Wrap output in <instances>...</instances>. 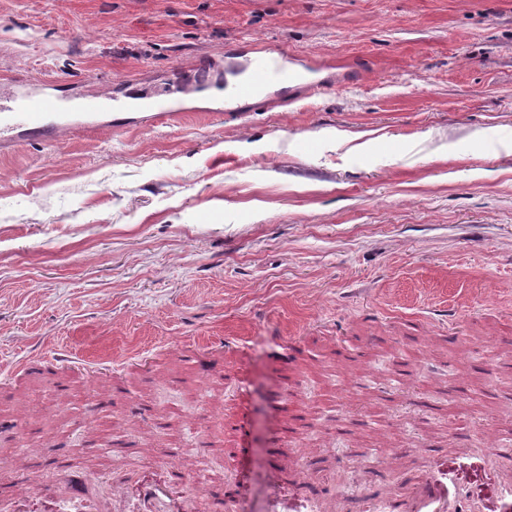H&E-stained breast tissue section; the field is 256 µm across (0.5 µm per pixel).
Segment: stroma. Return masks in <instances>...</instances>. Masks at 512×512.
I'll return each mask as SVG.
<instances>
[{
    "label": "stroma",
    "instance_id": "35a3bbf8",
    "mask_svg": "<svg viewBox=\"0 0 512 512\" xmlns=\"http://www.w3.org/2000/svg\"><path fill=\"white\" fill-rule=\"evenodd\" d=\"M251 40L332 88L223 111ZM191 79L169 118L125 99ZM104 89L120 127L0 132V512L70 474L121 512L169 461L223 469L197 512L261 501L276 461L363 512L435 454L451 512H486L483 468H512V0H0V99Z\"/></svg>",
    "mask_w": 512,
    "mask_h": 512
}]
</instances>
